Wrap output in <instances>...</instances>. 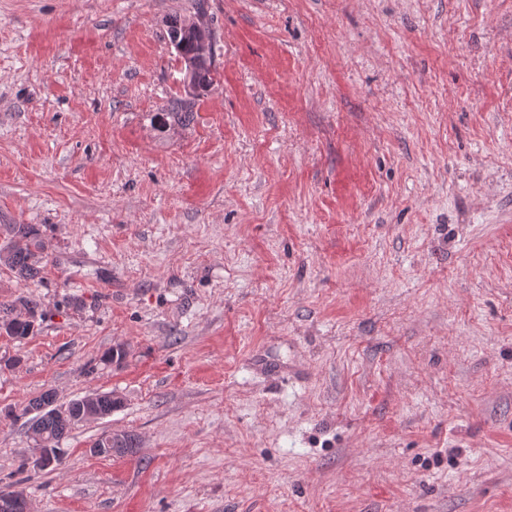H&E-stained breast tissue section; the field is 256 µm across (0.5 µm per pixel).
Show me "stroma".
I'll return each mask as SVG.
<instances>
[{
    "mask_svg": "<svg viewBox=\"0 0 512 512\" xmlns=\"http://www.w3.org/2000/svg\"><path fill=\"white\" fill-rule=\"evenodd\" d=\"M173 17L217 76L162 123ZM0 224L33 512H512V0H0ZM47 391L123 403L22 477ZM1 231L13 238L24 239L26 244L24 247L11 246L0 249V259L24 281H35L40 279L42 267L40 263L39 254L44 250V242L38 230L32 224H1ZM2 256V252H5ZM24 310L25 314L30 319L35 318V313L38 309V304L29 299L20 298L15 304H1L0 305V332L5 333L6 336L14 338H25L33 330V320H19L18 316L14 313L18 310ZM111 434H102L94 440L90 447V452H96L97 448H100V452L97 455L102 456H126L136 453L138 441L133 434ZM111 436L110 444L109 439ZM93 445L94 447H92Z\"/></svg>",
    "mask_w": 512,
    "mask_h": 512,
    "instance_id": "35a3bbf8",
    "label": "stroma"
}]
</instances>
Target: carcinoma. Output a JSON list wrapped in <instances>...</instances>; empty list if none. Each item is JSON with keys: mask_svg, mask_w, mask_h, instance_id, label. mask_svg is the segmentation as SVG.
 Returning a JSON list of instances; mask_svg holds the SVG:
<instances>
[{"mask_svg": "<svg viewBox=\"0 0 512 512\" xmlns=\"http://www.w3.org/2000/svg\"><path fill=\"white\" fill-rule=\"evenodd\" d=\"M10 238L26 241L25 246L1 248L3 262L11 267L24 281L41 278L39 254L44 250V242L38 230L32 224H3L0 226ZM38 304L29 299H19L14 304L0 305V332L14 338H24L33 330L32 319ZM121 404L120 398L110 393H93L74 399L65 406L56 404L53 393L45 392L30 401L26 411H35L31 419L30 430L37 453L33 465L41 470L61 462L60 441L68 434L72 426L87 419H103ZM100 449L102 456H126L136 453L138 441L132 434H103L92 442Z\"/></svg>", "mask_w": 512, "mask_h": 512, "instance_id": "1", "label": "carcinoma"}]
</instances>
